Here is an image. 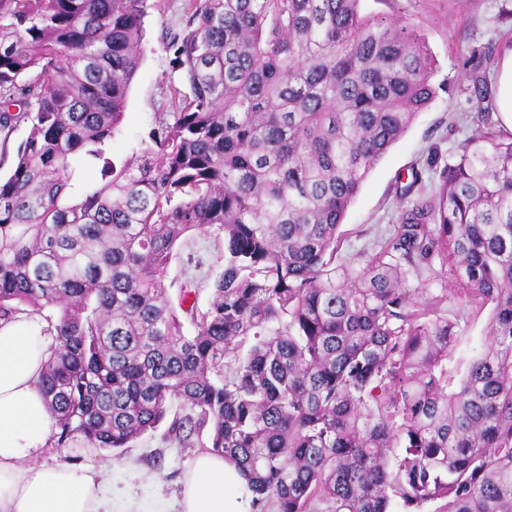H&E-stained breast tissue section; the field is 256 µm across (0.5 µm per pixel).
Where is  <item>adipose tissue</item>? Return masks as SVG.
Segmentation results:
<instances>
[{
    "instance_id": "ef3b65f1",
    "label": "adipose tissue",
    "mask_w": 512,
    "mask_h": 512,
    "mask_svg": "<svg viewBox=\"0 0 512 512\" xmlns=\"http://www.w3.org/2000/svg\"><path fill=\"white\" fill-rule=\"evenodd\" d=\"M44 328L28 315L0 321V512H251L234 468L210 451L195 458L174 505L109 494L106 470L91 464L34 463L53 425L38 386L49 344Z\"/></svg>"
}]
</instances>
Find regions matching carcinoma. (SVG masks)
<instances>
[{
	"mask_svg": "<svg viewBox=\"0 0 512 512\" xmlns=\"http://www.w3.org/2000/svg\"><path fill=\"white\" fill-rule=\"evenodd\" d=\"M362 0H185L189 92L116 167L147 0H0V320L53 337L57 446L208 434L252 512H512V136L488 126L393 230L346 211L436 96L423 35ZM223 243L206 308L179 242ZM452 283L433 290L441 279ZM176 293H171V289ZM493 308L462 349L448 300Z\"/></svg>",
	"mask_w": 512,
	"mask_h": 512,
	"instance_id": "1",
	"label": "carcinoma"
}]
</instances>
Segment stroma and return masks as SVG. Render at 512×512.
<instances>
[{"label":"stroma","mask_w":512,"mask_h":512,"mask_svg":"<svg viewBox=\"0 0 512 512\" xmlns=\"http://www.w3.org/2000/svg\"><path fill=\"white\" fill-rule=\"evenodd\" d=\"M183 7L184 0H147L141 60L127 93L121 133L112 143L115 162L131 155L155 117L174 109V92L183 83L161 33L179 26ZM361 7L365 14L406 22L420 31L436 61L434 81L439 90L364 180L342 225L347 236L340 254L344 260L370 247L395 224L406 205L396 196L401 178L416 171L430 185L437 182L440 167L454 161L480 125L475 75L494 82L504 52L512 48V0H363ZM218 255L213 234L196 232L180 245L172 262V273L187 270L200 286V304H207L211 283L220 270ZM201 450L198 444L176 447L161 426L118 456L87 447L75 437L61 448L47 444L37 460L108 468L111 487L148 504L160 496H178L181 476Z\"/></svg>","instance_id":"1"}]
</instances>
